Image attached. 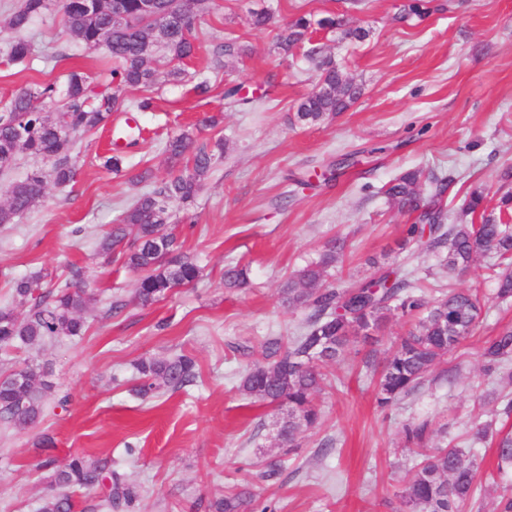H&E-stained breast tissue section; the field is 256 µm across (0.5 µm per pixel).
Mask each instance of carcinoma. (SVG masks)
<instances>
[{
  "mask_svg": "<svg viewBox=\"0 0 512 512\" xmlns=\"http://www.w3.org/2000/svg\"><path fill=\"white\" fill-rule=\"evenodd\" d=\"M152 2L151 12L163 20L162 26L144 20V5ZM199 0H118L111 8L109 0H23L12 12L7 26L12 34L8 42L10 62L22 65L33 53L27 32L34 18L46 13H61L65 26L76 41L88 50H103L112 58L110 80L103 90L94 92L83 73L67 74L63 90L64 104L56 112L48 111L58 97L53 83H31L20 89L0 110V172L9 171L18 154L27 153L50 162L44 174H31L19 181L0 186V224L41 203L48 185L63 188L74 181L71 152L84 133L106 124L112 113L133 108L152 109L148 92L156 83L158 65L170 67L169 75H184L180 63L196 51L195 27ZM322 29H338L342 38L360 41L366 32L346 28L340 18L317 21ZM311 20L298 17L285 26L279 36L280 48L288 52L307 40ZM241 54L236 40L228 38L214 51L220 58ZM130 89L143 92L135 100L125 98ZM361 95V88L343 78L341 71L327 61L316 89L298 106L297 122L318 124L331 115L346 111ZM224 99L230 105L248 104L241 85H224ZM173 158L189 156L192 169L154 183L121 213L112 232L100 244V251L112 254L139 273L136 295L143 305L152 304L165 292L194 285L201 269L177 254L179 243L166 230L169 208L174 203L194 200L215 163L224 155V139L200 141L185 131L166 144ZM421 173L411 171L390 181L384 193L402 209L419 206L418 184ZM435 189L428 203L429 216L407 225L400 249L419 245L436 251L447 248V268L463 271L478 256H487L489 277L496 280L497 295L512 299V193L500 197L489 208L482 191L474 190L449 224L442 198L447 184L434 180ZM346 242L329 241L319 259L301 270L288 282L286 300L312 309L302 332L285 341L270 337L264 343L263 360L255 363L241 378L238 391L269 406L287 407L288 420L277 437L288 447L297 434L315 428L321 411L315 395L325 381L322 367L338 360L352 339L364 341L393 315L409 318L411 327L400 338L397 348L386 358L375 388V400L382 408L417 391L433 369L448 353L474 337L484 301L478 288L450 290L432 302L417 293L416 285L398 276L395 270L357 280L345 288H326L325 277L331 268L343 263ZM12 305L0 308V350L32 346L47 338L76 337L82 334V313L95 300L84 285L79 268L70 271L63 284L47 289L37 281L22 278L14 282ZM482 357L488 370L512 358V328H505L484 342ZM139 383L135 392L149 397L160 388L179 389L195 379V361L182 354L174 359L142 360L137 364ZM24 377L27 398L15 402L13 375ZM45 383L33 365L15 369L0 379V423L6 427L32 428L40 423L45 410ZM479 441L490 439L497 456L496 475L504 480L512 471V429L494 430L484 423L475 432ZM405 449L418 461L398 491L406 512H464L478 489L480 463L473 455L456 446L433 445V432L426 421L403 427ZM110 481L101 506L108 509L131 504L136 498L133 487L115 475H106V465L89 455L71 456L62 468L53 470L54 494L41 512H76L75 492ZM246 493L226 496L210 505V512H243Z\"/></svg>",
  "mask_w": 512,
  "mask_h": 512,
  "instance_id": "1",
  "label": "carcinoma"
}]
</instances>
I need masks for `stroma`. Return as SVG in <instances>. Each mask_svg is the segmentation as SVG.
<instances>
[{
  "label": "stroma",
  "mask_w": 512,
  "mask_h": 512,
  "mask_svg": "<svg viewBox=\"0 0 512 512\" xmlns=\"http://www.w3.org/2000/svg\"><path fill=\"white\" fill-rule=\"evenodd\" d=\"M415 0H202L195 30L198 46L181 82L159 81L153 108L137 113L143 136L125 153L122 173L100 167L98 155L110 135L126 132L127 115L114 113L111 129L81 137L73 153L76 176L66 188L49 187L44 203L14 223L0 225V304L13 279L41 284L69 278L83 268L97 300L84 315L83 336L34 345L14 353L45 372L48 410L34 428L0 426V512H39L51 493V470L42 434L53 439L57 465L77 453L108 460L113 472L138 490L116 512H208L211 500L250 489L249 512H401L396 493L416 458L404 450L402 428L428 421L435 444H453L497 464L495 448L473 441L479 419L495 415L499 393L512 395V359L485 373V337L512 327V301L496 296L487 258L462 275L449 273L444 252L415 250L405 258L398 242L414 216L385 195L386 184L421 170V198L432 178L450 181L444 197L457 216L476 189L496 206L501 189L512 191V0H424L426 14L409 10ZM18 0H0V106L31 83L64 85L80 68L100 90L112 61L81 47L60 14L37 18L29 29L35 52L23 65L3 48L7 19ZM272 15L254 27L256 12ZM305 15L343 16L367 32L350 42L339 32L314 29L311 38L362 93L340 114L315 125L296 122L300 101L320 79L304 49L284 53L278 34ZM223 38L242 45L224 69L211 67L212 49ZM208 80L209 97L191 87ZM242 84L255 103H225V82ZM217 116L216 127L201 126ZM196 128L199 139L223 138L226 148L195 199L172 204L170 229L182 251L202 269L193 286L175 288L151 305L134 294L138 274L98 251L124 207L148 191L130 175L152 169L163 179L185 170L169 159V138ZM345 155L354 167L336 178L323 174ZM348 245L342 264L326 283L346 287L392 268L413 272L422 295L433 300L451 288H478L485 298L475 337L448 356L447 374L387 409L377 407L374 385L363 365L367 355L383 360L410 327L393 317L373 344L356 342L324 368L315 397L318 427L301 432L292 448L277 431L287 409L245 398L237 389L260 358L267 337L297 335L310 310L286 303L289 277L317 261L331 238ZM246 269L247 285L224 283V268ZM123 305L111 313L114 302ZM179 354L196 361L197 377L153 398L137 396L138 362ZM283 468L267 476L271 461Z\"/></svg>",
  "instance_id": "obj_1"
}]
</instances>
